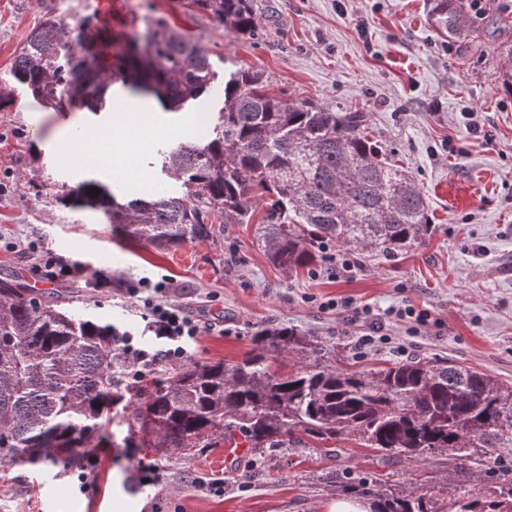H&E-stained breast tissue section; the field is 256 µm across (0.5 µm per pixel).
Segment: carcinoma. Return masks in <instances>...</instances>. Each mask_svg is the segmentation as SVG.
Wrapping results in <instances>:
<instances>
[{
    "mask_svg": "<svg viewBox=\"0 0 512 512\" xmlns=\"http://www.w3.org/2000/svg\"><path fill=\"white\" fill-rule=\"evenodd\" d=\"M237 33H251V0H190ZM434 27L467 34L465 0H427ZM508 66L501 86L512 92V42L499 47ZM117 73L90 47L82 27L57 15L29 33L9 70L10 82L46 108L97 113L113 101V82L144 76L169 111L200 99L215 78L209 55L158 19L145 50H132ZM161 169L186 194L163 189L116 201L87 183L62 195L103 210L130 239L158 249L215 234L220 213L238 224L257 221L259 246L288 271L317 261L318 245L377 249L395 256L430 233L426 199L402 167L383 158L364 112L336 111L306 99L269 93L260 76L237 70L224 81V107L201 142L160 152ZM99 193L87 194L90 188ZM265 202L255 218L253 200ZM18 278H0V463L49 461L62 448L74 465L83 448L107 441L112 406L130 411V432L149 448H210L239 434L251 448L334 443L354 436L383 458L419 461L438 452L456 467L491 463L492 449L512 445V386L451 360L394 363L369 371L330 362L321 342L296 329L264 327L238 363L194 364L149 387L117 375L112 338L90 319L58 307ZM296 355L288 370L270 349ZM342 493L371 512H512V479L484 493L466 483L449 488L440 510L432 489L399 491L347 476Z\"/></svg>",
    "mask_w": 512,
    "mask_h": 512,
    "instance_id": "cac0c4a2",
    "label": "carcinoma"
}]
</instances>
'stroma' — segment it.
Returning <instances> with one entry per match:
<instances>
[{"instance_id": "1", "label": "stroma", "mask_w": 512, "mask_h": 512, "mask_svg": "<svg viewBox=\"0 0 512 512\" xmlns=\"http://www.w3.org/2000/svg\"><path fill=\"white\" fill-rule=\"evenodd\" d=\"M254 10L256 32L242 35L189 0H120L109 19L98 0H0V78L49 11L86 23L90 40L110 33L111 44L100 47L105 57L163 17L206 51L217 71L211 94L178 112L152 111L151 97L119 83L112 95L131 111L56 112L16 92V107L0 111V277L17 276L39 294H62L65 310L133 331L143 326L137 310L81 280L48 282L28 243L129 280L168 277L177 302L214 326L191 345V363L241 360L258 326H288L318 336L359 368L449 358L512 385V93L500 86L498 52L512 40V0H483L462 39L432 29L426 0H254ZM241 68L261 73L278 97L366 113L372 140L429 203L433 232L426 244L396 257L351 248L357 268L334 277L325 268L328 256L340 252L336 245L321 249L314 266L288 271L269 262L251 224L219 215L214 238L158 249L120 235L102 210L60 202L63 189L86 181L121 202L156 185L182 195L140 130L151 128L173 144L196 140L200 118L215 120L223 105L225 77ZM105 147L107 162L89 166ZM364 307H410L424 320L390 322L386 336L365 346L368 320L347 319ZM111 416L112 455L97 471L48 462L13 466L0 472V512H323L340 499L338 485L352 470L407 490L432 477L485 486L512 478V448L497 450L491 469L471 473L456 471L444 454L381 460L347 438L334 454L300 447L261 452L225 441L165 451L129 435L121 408ZM142 458L158 465L156 485L134 480Z\"/></svg>"}]
</instances>
